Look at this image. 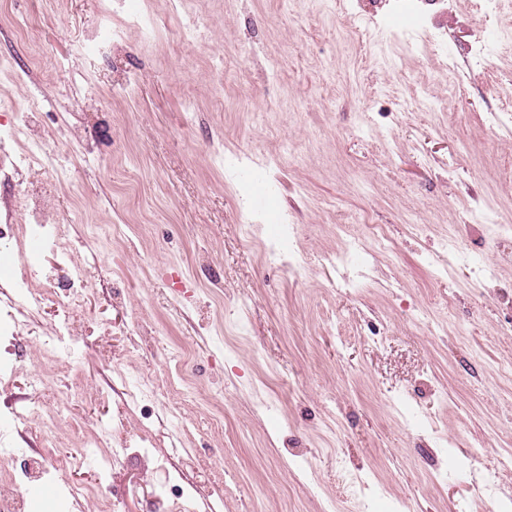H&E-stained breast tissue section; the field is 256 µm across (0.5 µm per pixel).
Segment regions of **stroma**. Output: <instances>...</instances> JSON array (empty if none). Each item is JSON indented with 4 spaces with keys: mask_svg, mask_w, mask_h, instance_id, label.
Listing matches in <instances>:
<instances>
[{
    "mask_svg": "<svg viewBox=\"0 0 512 512\" xmlns=\"http://www.w3.org/2000/svg\"><path fill=\"white\" fill-rule=\"evenodd\" d=\"M131 2L162 19L155 39L104 0L0 6V154L17 123L55 147L56 170L19 167L11 182L40 188L68 264L93 282L73 296L49 250L0 279L44 290L18 338H0V419L31 399L38 364L42 401L67 407L61 421L16 423L0 448L93 440L71 480L120 488L115 512H158L169 481L194 512H512L500 464L512 262L474 221L490 200V222L512 224V120L489 121L512 111V0L433 9L442 45L417 37L395 0ZM107 17L120 40L87 53ZM36 46L50 63H31ZM239 151L274 191L265 211L251 208L246 168L224 163ZM284 221L297 228L293 274L262 260ZM457 224L492 275L469 257L435 275L429 260ZM349 235L365 243L358 265H333ZM73 307L83 320L63 342L55 328ZM143 374L155 397L127 405ZM125 436L152 456L121 452Z\"/></svg>",
    "mask_w": 512,
    "mask_h": 512,
    "instance_id": "35a3bbf8",
    "label": "stroma"
}]
</instances>
